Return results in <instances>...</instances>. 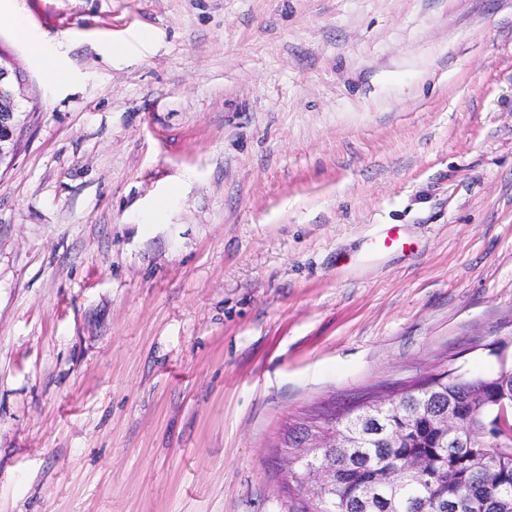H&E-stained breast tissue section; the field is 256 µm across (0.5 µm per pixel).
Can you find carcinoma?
<instances>
[{
	"mask_svg": "<svg viewBox=\"0 0 512 512\" xmlns=\"http://www.w3.org/2000/svg\"><path fill=\"white\" fill-rule=\"evenodd\" d=\"M432 397L452 404L458 423L475 440L456 447L444 445L425 419L412 423L411 438L398 446L379 432L409 424L405 407L391 400L377 423L358 425L356 448H338L323 455L336 467V493L326 505L301 501L298 512H512V360L488 376L432 375ZM494 452L498 470L485 475L473 468L474 460ZM416 461L423 467L421 484L387 485L372 493L371 504L359 489L367 470H386Z\"/></svg>",
	"mask_w": 512,
	"mask_h": 512,
	"instance_id": "carcinoma-1",
	"label": "carcinoma"
}]
</instances>
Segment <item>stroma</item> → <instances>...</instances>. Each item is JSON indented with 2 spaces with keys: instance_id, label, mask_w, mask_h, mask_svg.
<instances>
[{
  "instance_id": "35a3bbf8",
  "label": "stroma",
  "mask_w": 512,
  "mask_h": 512,
  "mask_svg": "<svg viewBox=\"0 0 512 512\" xmlns=\"http://www.w3.org/2000/svg\"><path fill=\"white\" fill-rule=\"evenodd\" d=\"M0 53V512H292L291 419L512 355V0H0ZM33 52L43 58L44 73L48 81L62 83L67 80V73L57 65L52 49L48 44L43 42L34 43ZM22 83L10 63L0 61V164L17 148L18 99ZM405 241L400 233V226L397 224H389L384 232L378 237L373 239L368 244L369 254H378L390 249L403 248Z\"/></svg>"
}]
</instances>
